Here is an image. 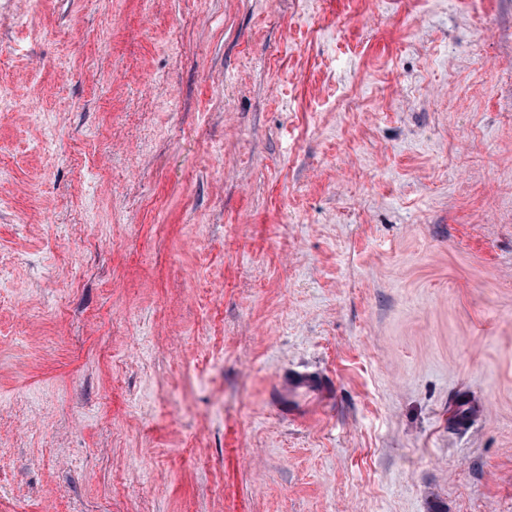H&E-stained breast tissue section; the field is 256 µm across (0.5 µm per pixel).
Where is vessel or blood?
I'll return each instance as SVG.
<instances>
[{"label": "vessel or blood", "mask_w": 512, "mask_h": 512, "mask_svg": "<svg viewBox=\"0 0 512 512\" xmlns=\"http://www.w3.org/2000/svg\"><path fill=\"white\" fill-rule=\"evenodd\" d=\"M332 395L328 378L308 370H293L273 393L271 404L283 417L305 420L329 402Z\"/></svg>", "instance_id": "vessel-or-blood-1"}]
</instances>
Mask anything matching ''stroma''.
Wrapping results in <instances>:
<instances>
[{"label": "stroma", "mask_w": 512, "mask_h": 512, "mask_svg": "<svg viewBox=\"0 0 512 512\" xmlns=\"http://www.w3.org/2000/svg\"><path fill=\"white\" fill-rule=\"evenodd\" d=\"M0 166V512H512V0H0ZM331 381L308 370H292L271 396L275 410L288 420H305L332 399Z\"/></svg>", "instance_id": "obj_1"}]
</instances>
